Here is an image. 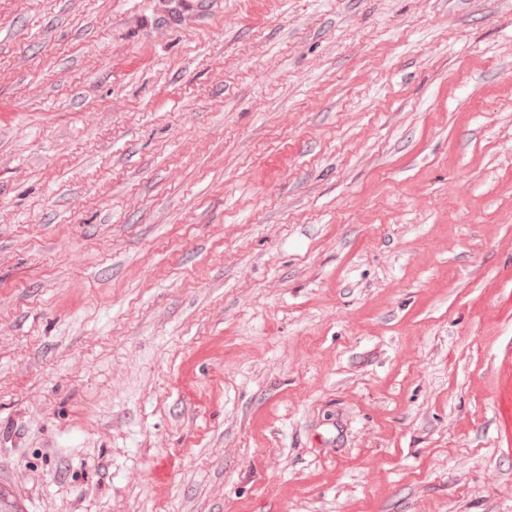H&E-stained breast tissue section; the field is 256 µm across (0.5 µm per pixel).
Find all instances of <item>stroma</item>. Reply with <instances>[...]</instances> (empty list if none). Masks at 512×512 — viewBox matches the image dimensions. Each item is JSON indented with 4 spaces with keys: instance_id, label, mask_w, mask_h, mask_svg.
I'll return each mask as SVG.
<instances>
[{
    "instance_id": "35a3bbf8",
    "label": "stroma",
    "mask_w": 512,
    "mask_h": 512,
    "mask_svg": "<svg viewBox=\"0 0 512 512\" xmlns=\"http://www.w3.org/2000/svg\"><path fill=\"white\" fill-rule=\"evenodd\" d=\"M1 485L512 512V0H0Z\"/></svg>"
}]
</instances>
